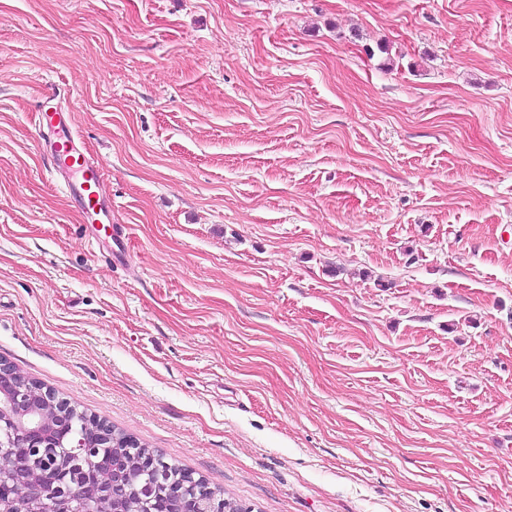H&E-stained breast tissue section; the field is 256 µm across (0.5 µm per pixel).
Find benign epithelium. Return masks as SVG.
Returning <instances> with one entry per match:
<instances>
[{"instance_id":"1","label":"benign epithelium","mask_w":512,"mask_h":512,"mask_svg":"<svg viewBox=\"0 0 512 512\" xmlns=\"http://www.w3.org/2000/svg\"><path fill=\"white\" fill-rule=\"evenodd\" d=\"M115 443L111 425L87 417L0 359V512H25L26 501L37 502L39 512H125L124 503L141 489L112 464ZM68 447L98 453L97 466L73 478L59 459ZM136 460L154 475L162 456L139 449ZM37 465L44 466V476L33 481L29 474ZM160 486L158 494L145 496L148 512H224V495L192 472L166 477Z\"/></svg>"}]
</instances>
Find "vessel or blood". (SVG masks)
<instances>
[{
    "label": "vessel or blood",
    "instance_id": "b4317fda",
    "mask_svg": "<svg viewBox=\"0 0 512 512\" xmlns=\"http://www.w3.org/2000/svg\"><path fill=\"white\" fill-rule=\"evenodd\" d=\"M57 172L68 193L78 198L84 217L99 222L112 217V206L102 191V170L98 163L77 150L74 138L63 134L51 145Z\"/></svg>",
    "mask_w": 512,
    "mask_h": 512
}]
</instances>
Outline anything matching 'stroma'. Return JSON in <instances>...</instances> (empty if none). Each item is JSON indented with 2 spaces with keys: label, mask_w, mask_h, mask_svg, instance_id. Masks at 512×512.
I'll use <instances>...</instances> for the list:
<instances>
[{
  "label": "stroma",
  "mask_w": 512,
  "mask_h": 512,
  "mask_svg": "<svg viewBox=\"0 0 512 512\" xmlns=\"http://www.w3.org/2000/svg\"><path fill=\"white\" fill-rule=\"evenodd\" d=\"M0 358L252 512H512V0H0ZM54 168L63 178L62 185L71 196L79 199L83 216L93 222L106 219L112 224V203L102 191V170L98 163L77 150L74 137L63 134L52 144Z\"/></svg>",
  "instance_id": "1"
}]
</instances>
